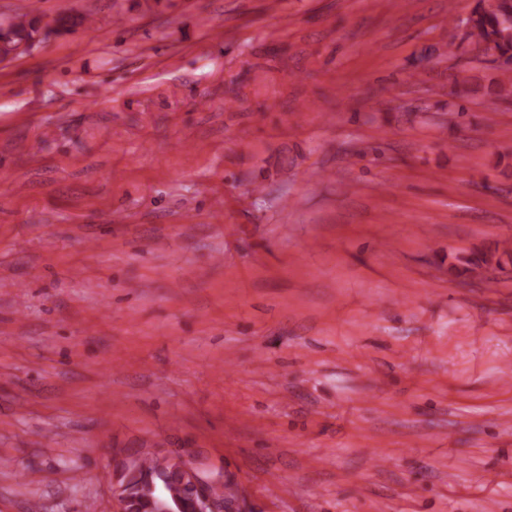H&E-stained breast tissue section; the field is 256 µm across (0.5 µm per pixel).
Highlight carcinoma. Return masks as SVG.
Returning a JSON list of instances; mask_svg holds the SVG:
<instances>
[{"mask_svg":"<svg viewBox=\"0 0 512 512\" xmlns=\"http://www.w3.org/2000/svg\"><path fill=\"white\" fill-rule=\"evenodd\" d=\"M34 9L17 13L9 22L10 31L0 47V57L8 56L21 43L32 39L37 32L39 17L33 15ZM512 14V0H500L496 6L478 0L468 20L466 35L504 64L512 63V39L504 32L505 15ZM121 483L128 491L127 512H175L177 503H182L183 512H191V491L189 480L185 477L182 463L166 461L147 453L137 463L122 466Z\"/></svg>","mask_w":512,"mask_h":512,"instance_id":"carcinoma-1","label":"carcinoma"}]
</instances>
